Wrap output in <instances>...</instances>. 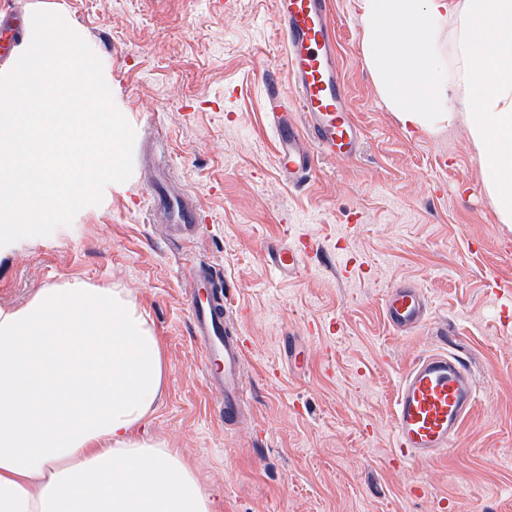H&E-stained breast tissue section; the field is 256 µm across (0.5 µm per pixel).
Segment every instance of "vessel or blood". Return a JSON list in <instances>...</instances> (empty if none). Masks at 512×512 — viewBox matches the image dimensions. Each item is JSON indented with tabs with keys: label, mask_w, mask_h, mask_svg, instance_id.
Wrapping results in <instances>:
<instances>
[{
	"label": "vessel or blood",
	"mask_w": 512,
	"mask_h": 512,
	"mask_svg": "<svg viewBox=\"0 0 512 512\" xmlns=\"http://www.w3.org/2000/svg\"><path fill=\"white\" fill-rule=\"evenodd\" d=\"M275 21L285 42L284 65L296 88L298 120L284 123L277 89L268 91L267 119L279 145L278 164L285 180L304 182L318 156L353 154L360 131L345 110L346 97L336 71V26L328 0H274ZM23 32V17L0 13V60L11 53ZM153 215L162 216L173 236L183 237L198 222L191 192L173 186L166 167H157L149 186ZM305 244H273L268 262L278 272L300 269L302 253L317 250ZM192 289V334L200 348L203 375L217 400L225 426L245 417L244 342L226 324L227 301L211 267L194 261L188 267ZM421 290L398 287L384 297L392 328L408 330L426 317ZM478 386L470 367L458 356L437 350L418 358L402 375L393 407L396 452L403 461L423 462L447 453L463 420L477 404Z\"/></svg>",
	"instance_id": "b4317fda"
}]
</instances>
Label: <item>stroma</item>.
<instances>
[{
    "label": "stroma",
    "instance_id": "35a3bbf8",
    "mask_svg": "<svg viewBox=\"0 0 512 512\" xmlns=\"http://www.w3.org/2000/svg\"><path fill=\"white\" fill-rule=\"evenodd\" d=\"M359 155L319 159L309 182L281 178L263 71L286 95L274 0H0V11L61 14L102 62L136 131L133 174L50 235L0 248V306L67 282L122 288L168 361L144 429L177 449L223 512H512V319L492 283L512 284V224L499 223L462 115L404 127L381 101L362 52L364 0H329ZM163 155L202 221L168 240L144 207L143 160ZM319 248L298 273L266 262L268 242ZM213 265L244 336L251 420L225 429L190 329L187 270ZM421 288L426 320H386L390 289ZM448 349L469 364L478 403L448 452L393 458L402 373Z\"/></svg>",
    "mask_w": 512,
    "mask_h": 512
}]
</instances>
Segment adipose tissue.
I'll return each mask as SVG.
<instances>
[{"label":"adipose tissue","instance_id":"1","mask_svg":"<svg viewBox=\"0 0 512 512\" xmlns=\"http://www.w3.org/2000/svg\"><path fill=\"white\" fill-rule=\"evenodd\" d=\"M361 23L403 125L452 120L448 88L461 89L483 185L512 224V0H365ZM166 375L160 337L120 289L72 282L0 307V512H222L179 453L142 432Z\"/></svg>","mask_w":512,"mask_h":512}]
</instances>
